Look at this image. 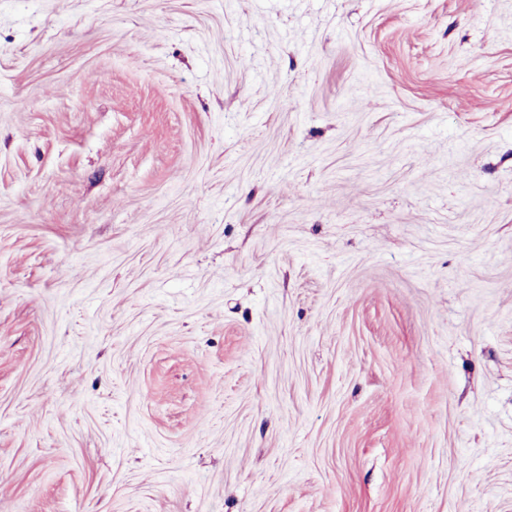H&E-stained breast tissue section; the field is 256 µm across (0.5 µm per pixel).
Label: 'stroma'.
<instances>
[{"label": "stroma", "instance_id": "1", "mask_svg": "<svg viewBox=\"0 0 512 512\" xmlns=\"http://www.w3.org/2000/svg\"><path fill=\"white\" fill-rule=\"evenodd\" d=\"M0 512H512V0H0Z\"/></svg>", "mask_w": 512, "mask_h": 512}]
</instances>
